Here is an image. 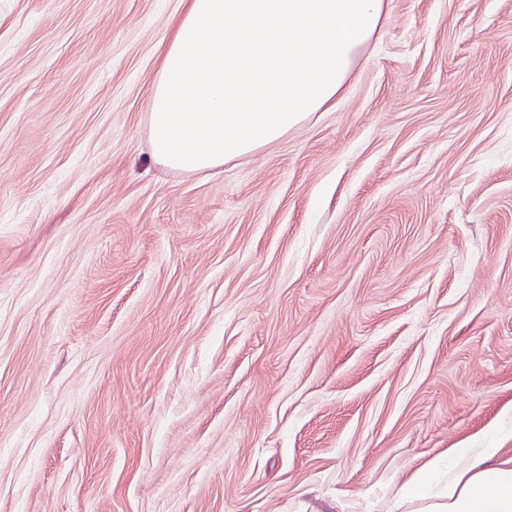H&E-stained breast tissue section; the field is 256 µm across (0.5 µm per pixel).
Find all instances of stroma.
Here are the masks:
<instances>
[{
	"label": "stroma",
	"instance_id": "stroma-1",
	"mask_svg": "<svg viewBox=\"0 0 512 512\" xmlns=\"http://www.w3.org/2000/svg\"><path fill=\"white\" fill-rule=\"evenodd\" d=\"M182 0H0V512H402L512 448V0H388L335 105L188 173Z\"/></svg>",
	"mask_w": 512,
	"mask_h": 512
}]
</instances>
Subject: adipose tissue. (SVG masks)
Wrapping results in <instances>:
<instances>
[{"instance_id":"obj_1","label":"adipose tissue","mask_w":512,"mask_h":512,"mask_svg":"<svg viewBox=\"0 0 512 512\" xmlns=\"http://www.w3.org/2000/svg\"><path fill=\"white\" fill-rule=\"evenodd\" d=\"M149 94L152 159L198 172L251 155L324 109L378 32L385 0H184ZM428 460L406 512H512V448Z\"/></svg>"}]
</instances>
